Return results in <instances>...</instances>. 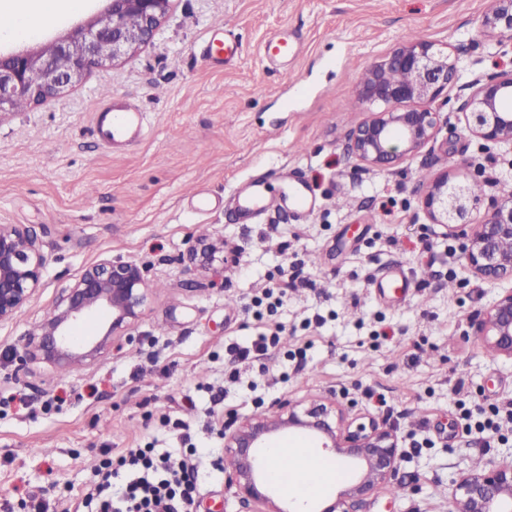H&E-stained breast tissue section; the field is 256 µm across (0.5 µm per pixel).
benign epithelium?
Instances as JSON below:
<instances>
[{
    "label": "benign epithelium",
    "instance_id": "obj_1",
    "mask_svg": "<svg viewBox=\"0 0 512 512\" xmlns=\"http://www.w3.org/2000/svg\"><path fill=\"white\" fill-rule=\"evenodd\" d=\"M107 6L87 24L32 50L0 53V114L24 98L37 105L79 84L93 69L109 65L150 44L170 10L172 0H106ZM134 14L139 26L130 29ZM482 31L512 42V0H494L483 16ZM457 80V63L428 41H409L383 62L371 65L359 89L363 101H380L388 109L357 125L349 153L366 169L389 170L432 141L440 113L426 106L448 93ZM458 107L475 137L512 146V70L476 77ZM474 177L446 175L425 191L423 210L461 240L462 257L471 274L487 282L512 281V193L493 204L483 220L473 223L480 197ZM188 263L206 266L221 261L238 264V250L224 237L209 235L190 247ZM46 257L23 224L0 226V323L14 320L43 286ZM149 267L130 260L104 259L88 266L62 290L54 312L28 330L12 350L15 371L32 363L71 367L101 351L121 350L132 342L129 331L141 318L150 296ZM112 317L104 336L91 342L77 336L79 327ZM482 341L512 358V289L484 311ZM278 436H307L319 447L349 457L356 482L345 492L360 499L384 487L401 452L396 431L374 421L347 423L343 410L320 405L299 411L288 402L280 411L248 420L224 434V456L231 462L230 483L244 502H272L265 450ZM453 512H512V453L483 472H468L455 481Z\"/></svg>",
    "mask_w": 512,
    "mask_h": 512
}]
</instances>
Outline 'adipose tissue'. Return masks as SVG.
I'll return each mask as SVG.
<instances>
[{
	"label": "adipose tissue",
	"mask_w": 512,
	"mask_h": 512,
	"mask_svg": "<svg viewBox=\"0 0 512 512\" xmlns=\"http://www.w3.org/2000/svg\"><path fill=\"white\" fill-rule=\"evenodd\" d=\"M84 0H0V37L10 38L26 32L31 22L46 14L81 10ZM268 472L277 485L302 499L316 496L329 476L310 464L307 448H271L267 451Z\"/></svg>",
	"instance_id": "ef3b65f1"
}]
</instances>
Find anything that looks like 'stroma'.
I'll return each mask as SVG.
<instances>
[{
    "mask_svg": "<svg viewBox=\"0 0 512 512\" xmlns=\"http://www.w3.org/2000/svg\"><path fill=\"white\" fill-rule=\"evenodd\" d=\"M103 0L38 18L0 43L36 48L88 23ZM491 0H173L154 40L94 70L66 95L0 118V225L28 226L48 258L45 286L0 325V512H81L102 455L148 445L179 458L197 448V512H266L242 502L224 467V431L279 401L337 403L348 418L396 430L402 457L388 487L349 512H450L452 482L512 448V422L481 440L469 425L512 405V359L478 339L480 315L512 283L475 279L459 242L429 223L422 197L449 174L480 177L479 213L512 193V149L465 128L456 97L433 107V141L394 171L363 170L351 129L384 109L359 100L365 70L411 40L447 46L461 83L512 70V49L482 32ZM245 47L212 69L197 48L213 28ZM300 38L292 61L263 62L272 31ZM137 103L148 128L130 150L103 144L106 94ZM256 176L269 208L245 221L235 195ZM314 199L302 214L294 179ZM214 201L200 212L191 194ZM220 233L239 251L217 285L187 270L197 238ZM150 266L153 295L133 344L69 371L11 376L7 355L55 309L63 288L103 259ZM398 271L407 293L373 283ZM295 286L278 294L285 281ZM278 334L241 360L233 344Z\"/></svg>",
    "mask_w": 512,
    "mask_h": 512,
    "instance_id": "1",
    "label": "stroma"
}]
</instances>
